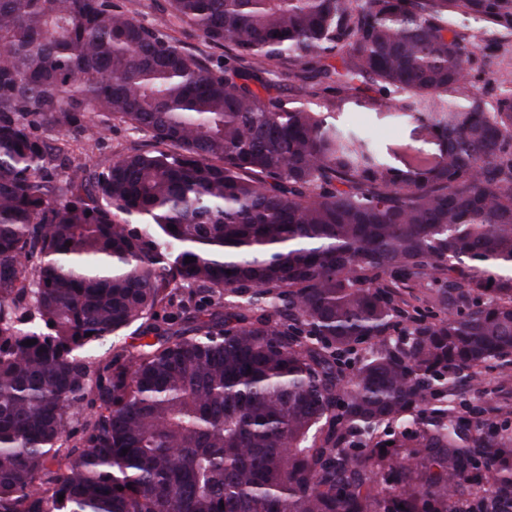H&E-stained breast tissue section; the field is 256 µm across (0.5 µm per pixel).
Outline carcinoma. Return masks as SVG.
Wrapping results in <instances>:
<instances>
[{
    "instance_id": "carcinoma-1",
    "label": "carcinoma",
    "mask_w": 512,
    "mask_h": 512,
    "mask_svg": "<svg viewBox=\"0 0 512 512\" xmlns=\"http://www.w3.org/2000/svg\"><path fill=\"white\" fill-rule=\"evenodd\" d=\"M167 3L224 64L113 0H0V512H504L512 0ZM370 93L438 151L336 125ZM93 115L151 148L57 184Z\"/></svg>"
}]
</instances>
